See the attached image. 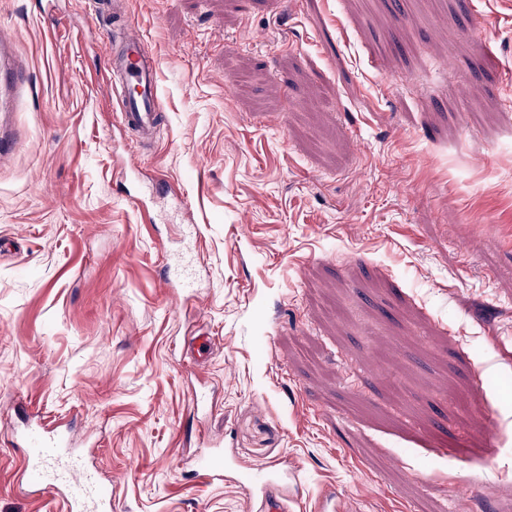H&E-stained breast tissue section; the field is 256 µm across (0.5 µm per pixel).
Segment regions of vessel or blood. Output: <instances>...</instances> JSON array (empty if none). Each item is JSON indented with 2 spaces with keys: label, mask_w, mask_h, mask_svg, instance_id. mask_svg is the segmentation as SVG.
<instances>
[{
  "label": "vessel or blood",
  "mask_w": 512,
  "mask_h": 512,
  "mask_svg": "<svg viewBox=\"0 0 512 512\" xmlns=\"http://www.w3.org/2000/svg\"><path fill=\"white\" fill-rule=\"evenodd\" d=\"M104 45H111L115 32L124 37L110 59L107 81L119 89L120 122L140 140H151L159 125L161 94L155 57L140 36L131 32L133 24L122 6L97 21ZM27 448L24 478L34 487H60L65 491L71 512H105L111 504L109 489L97 482L81 456L65 448L62 441L38 428L25 436ZM283 477L277 467L262 464L243 474L242 484L261 495L264 512H289L291 505L282 491Z\"/></svg>",
  "instance_id": "b4317fda"
}]
</instances>
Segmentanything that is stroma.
I'll return each instance as SVG.
<instances>
[{
  "label": "stroma",
  "instance_id": "35a3bbf8",
  "mask_svg": "<svg viewBox=\"0 0 512 512\" xmlns=\"http://www.w3.org/2000/svg\"><path fill=\"white\" fill-rule=\"evenodd\" d=\"M126 7L163 99L129 174L86 0H0V512H68L31 424L111 512H261L265 463L293 512H512V0ZM64 446L54 435L29 429L25 436V481L34 487L63 488L69 511L104 512L111 505L109 489L97 482L81 456ZM282 480L276 465L262 464L244 472L242 484L250 493H260L261 507L265 512H288L292 499L288 500L283 493Z\"/></svg>",
  "mask_w": 512,
  "mask_h": 512
}]
</instances>
